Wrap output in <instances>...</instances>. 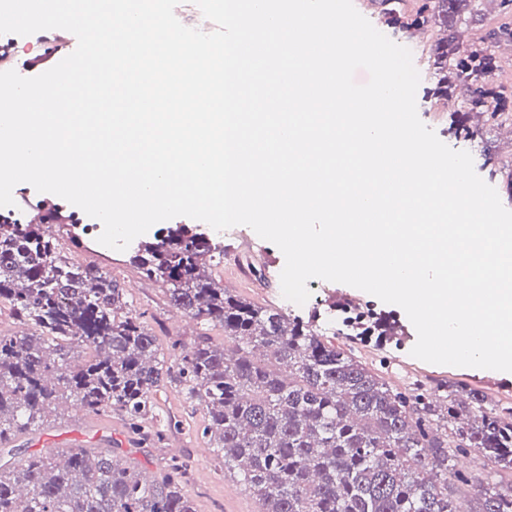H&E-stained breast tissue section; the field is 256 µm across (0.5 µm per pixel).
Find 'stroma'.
I'll list each match as a JSON object with an SVG mask.
<instances>
[{
	"label": "stroma",
	"mask_w": 512,
	"mask_h": 512,
	"mask_svg": "<svg viewBox=\"0 0 512 512\" xmlns=\"http://www.w3.org/2000/svg\"><path fill=\"white\" fill-rule=\"evenodd\" d=\"M386 9L385 0H373L366 11V18L393 42L408 48L412 61L420 74L416 92L417 112L421 121L437 137L455 150L471 154L476 173L495 188L502 204L512 209V126L487 123L480 135L464 140L449 133L451 113L432 106L427 90L433 83L427 64V50L421 41L408 38L401 30L382 26ZM458 36L453 49L459 50L475 42H483L509 60L510 65L497 71L495 81L500 91L512 98V9L504 11L499 0H466L457 16ZM214 240L224 246V261L213 270L219 287L247 302L264 306H285L281 292L280 273L285 258L273 243L261 239L250 227L238 225L213 232ZM129 251H116L90 241L87 247L72 252V262H94L104 271L124 281L131 287L126 299L135 309L144 312L151 332L157 339L160 354L170 355V345L179 340L193 343L198 334L210 336L215 343H223L224 331L217 326L191 324L188 329L177 328L172 319L174 308L165 297L163 289L154 282L140 278L129 264ZM307 287L312 293L307 307H328L334 302H353L363 310L374 312L392 324L395 333L375 340L369 336L348 339L347 347L374 368L388 383L404 387L414 382L431 386L465 383L482 389L493 399L512 403V375L504 376L495 371L470 367L436 365L414 358L411 350L417 333L406 313L397 305L387 304L360 289L342 283L323 285L311 279ZM153 408L146 426L166 433L163 442L143 441L127 434L120 414L95 416L75 407L59 409L50 425L19 435L12 444L10 459L20 460L42 452L45 437H60L63 444L92 448L98 435H113L121 440L124 454L143 464L148 473L159 472L165 461L173 456L187 458L191 465V478L187 492L193 498L197 512H260V505L237 477L224 469L201 430L207 416L202 409L191 408L182 387L163 384L152 395ZM179 421V429H170V421Z\"/></svg>",
	"instance_id": "stroma-1"
}]
</instances>
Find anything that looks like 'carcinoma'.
Segmentation results:
<instances>
[{
    "instance_id": "obj_1",
    "label": "carcinoma",
    "mask_w": 512,
    "mask_h": 512,
    "mask_svg": "<svg viewBox=\"0 0 512 512\" xmlns=\"http://www.w3.org/2000/svg\"><path fill=\"white\" fill-rule=\"evenodd\" d=\"M461 0H399L385 21L447 37L431 48L433 96L448 79L467 86L452 131L474 137L472 112L495 118L512 103L494 87L492 57L473 46L448 59L451 20ZM224 247L202 232L167 227L130 257L139 273L166 287L169 303L204 325H219L231 348L201 334L158 357L144 314L125 300L119 280L93 263L69 260L44 225L11 230L0 223V304L28 327L0 332V445L44 425L72 403L94 415L117 410L132 432L166 380L183 386L189 406L208 416L202 434L224 469L241 478L261 512H472L471 476L448 462L475 451L497 472H512V405L483 391L420 384L397 391L331 341L360 327L385 336L363 315L341 312L325 329L319 315L246 302L218 287L206 262L223 263ZM190 467L172 458L150 480L139 462L114 448H70L0 462V512H196L185 492ZM478 512H512V485L485 493Z\"/></svg>"
}]
</instances>
